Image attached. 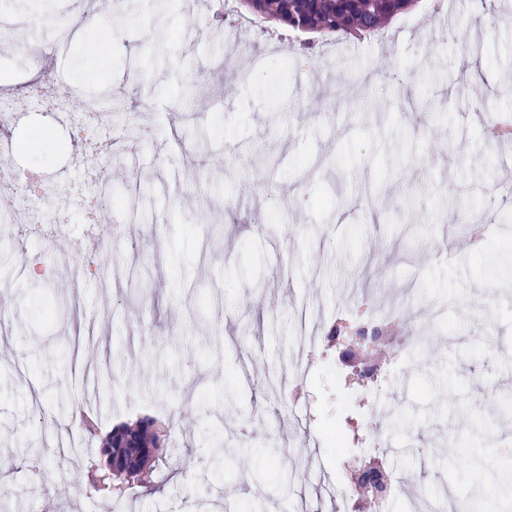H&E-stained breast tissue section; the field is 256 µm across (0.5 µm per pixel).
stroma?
I'll use <instances>...</instances> for the list:
<instances>
[{
    "label": "stroma",
    "mask_w": 512,
    "mask_h": 512,
    "mask_svg": "<svg viewBox=\"0 0 512 512\" xmlns=\"http://www.w3.org/2000/svg\"><path fill=\"white\" fill-rule=\"evenodd\" d=\"M78 16L116 31L103 54ZM0 22L28 25L26 49L0 44L13 91L47 68L82 100L107 89L124 104L98 149L112 177L94 188L95 235L73 223L21 254L17 224L0 223V512H111L79 407L101 435L146 415L169 425L172 463L126 490V512H334L326 485L351 492L370 454L337 448L344 425L387 441L389 512H472L512 472V223L498 221L512 141L486 137L512 118L511 7L417 0L382 40L326 41L307 66L216 0H0ZM465 28L491 90L464 76ZM43 124L19 120L17 161L68 217L83 144L65 120L49 138ZM100 244L120 284L102 282ZM375 299L420 304L388 317L379 397L339 345L294 372L296 305L324 326ZM407 336L423 353L401 366ZM219 441L244 465L217 466Z\"/></svg>",
    "instance_id": "stroma-1"
}]
</instances>
